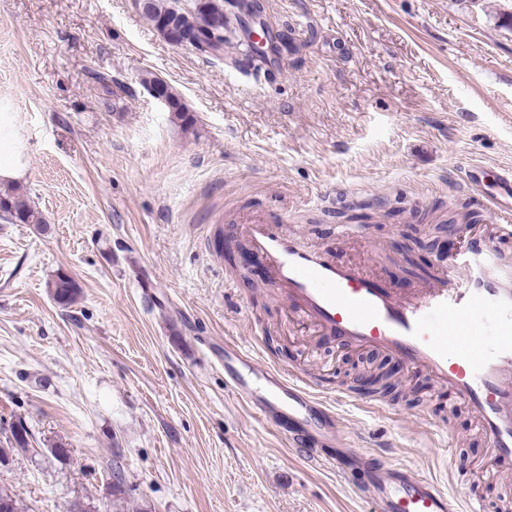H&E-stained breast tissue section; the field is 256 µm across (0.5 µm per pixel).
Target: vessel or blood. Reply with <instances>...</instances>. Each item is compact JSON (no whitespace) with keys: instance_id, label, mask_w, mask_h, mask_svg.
I'll list each match as a JSON object with an SVG mask.
<instances>
[{"instance_id":"obj_1","label":"vessel or blood","mask_w":512,"mask_h":512,"mask_svg":"<svg viewBox=\"0 0 512 512\" xmlns=\"http://www.w3.org/2000/svg\"><path fill=\"white\" fill-rule=\"evenodd\" d=\"M233 234L245 237L265 260L295 319L331 336L337 345L369 347L398 358L408 369L450 391L476 420L489 450V475L512 472V264L500 262L494 243L512 225H492L421 287L400 294L361 265L336 260L304 245L281 213L245 218ZM227 389L265 422L274 423L290 448L316 459L317 448L338 427L314 393L315 380L224 343ZM371 512H484L473 491L463 498L375 454L355 455Z\"/></svg>"}]
</instances>
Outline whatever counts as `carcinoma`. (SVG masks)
Masks as SVG:
<instances>
[{"instance_id":"cac0c4a2","label":"carcinoma","mask_w":512,"mask_h":512,"mask_svg":"<svg viewBox=\"0 0 512 512\" xmlns=\"http://www.w3.org/2000/svg\"><path fill=\"white\" fill-rule=\"evenodd\" d=\"M175 0H139L138 6L152 27L166 40L190 47L200 54L215 60H224V47L231 44V36L239 30L250 34L247 22L236 17L229 11L231 0H193L190 7L175 10ZM168 106L178 112L179 117L187 124L192 118L183 109L172 88L163 80L155 78L146 81ZM0 217L9 223L42 224L38 212L31 206L26 195L17 189L0 190ZM471 222L467 214H451L436 224H425L421 234L429 237L433 234L446 233L450 230L460 232L458 221ZM47 288L53 300L62 307L76 303L79 285L66 272L57 273L48 282ZM378 373L373 377L372 384L387 393L396 390L392 374L382 364L377 365ZM5 441H0V465L9 462L13 456H41L44 449L40 448L32 428L22 417L14 416L8 428L4 430ZM124 481L110 483L112 495V512H140L133 508L123 490Z\"/></svg>"}]
</instances>
